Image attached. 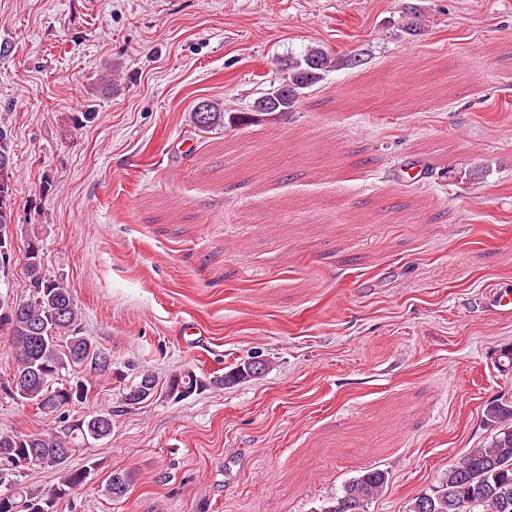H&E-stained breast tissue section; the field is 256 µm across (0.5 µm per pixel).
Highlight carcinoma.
I'll return each mask as SVG.
<instances>
[{
	"instance_id": "cac0c4a2",
	"label": "carcinoma",
	"mask_w": 512,
	"mask_h": 512,
	"mask_svg": "<svg viewBox=\"0 0 512 512\" xmlns=\"http://www.w3.org/2000/svg\"><path fill=\"white\" fill-rule=\"evenodd\" d=\"M339 64L328 52L313 48L299 61L288 66V74L271 86L251 106L256 115L296 109L305 90L322 81L326 72ZM205 112H191L197 134L207 135L228 126L248 123L245 112H226L215 101H204ZM13 171V156L7 127L0 126V164ZM13 238L12 190L0 185V239ZM40 239L29 244L26 275L30 293L17 301L9 292L0 291V334L11 338L16 349L10 378L0 388L28 404L41 414L58 417V425L42 431L21 434L0 432V470L24 458V471L15 477L11 493L12 512H38L47 500L59 504L84 484L87 471L69 465L70 458L92 441L112 433V411H93L77 418L70 416L76 407L87 405L94 397L98 382L112 375V368L99 364L102 348L83 332V311L63 279L46 274L42 265ZM251 363L243 361L229 371L202 378L192 369L176 371L168 377L166 393L178 381L199 391L207 386L224 387L250 378ZM158 392L152 374L140 375L123 395L126 406L151 400ZM483 421L491 430L490 440L471 449L448 468L437 484L416 495L408 512H512V402L492 400L483 410ZM54 469L57 486L43 492L26 484L27 472ZM124 488L117 490L108 482L109 499L126 497L133 485L130 473H121ZM387 471L371 468L346 482L319 512H367V506L387 487Z\"/></svg>"
}]
</instances>
